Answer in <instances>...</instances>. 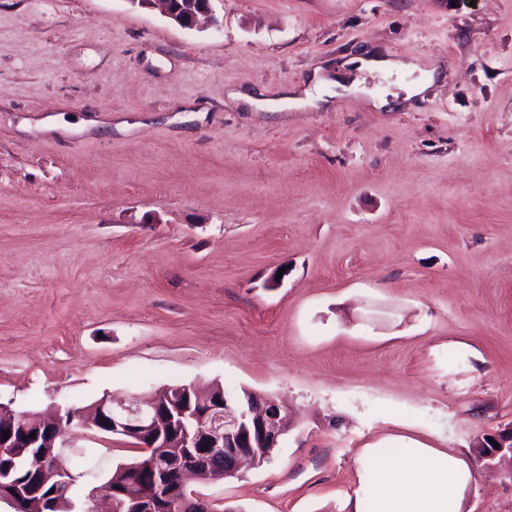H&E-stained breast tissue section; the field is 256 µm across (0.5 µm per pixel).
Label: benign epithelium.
I'll use <instances>...</instances> for the list:
<instances>
[{
    "label": "benign epithelium",
    "mask_w": 512,
    "mask_h": 512,
    "mask_svg": "<svg viewBox=\"0 0 512 512\" xmlns=\"http://www.w3.org/2000/svg\"><path fill=\"white\" fill-rule=\"evenodd\" d=\"M213 2L144 0L147 5L160 6L181 28L191 29L204 18L218 32ZM215 394L212 387L203 394L190 384L149 398L132 397L119 402L102 398L80 409L58 407L46 416L23 413L20 433L11 431L7 439L0 435V457L32 460L35 481L23 485L15 480L12 470L0 472V501L11 505L14 512H27V504L50 484L55 487V495L66 493L73 478L70 470L48 455L35 453V449L56 446L65 454L72 452L70 428L65 425L69 419L96 433L134 434L146 440L142 447L156 449L149 465L161 475L182 469L187 448L201 461L224 457L225 476L240 471L244 462L259 465L268 459L288 432L285 408L272 397L252 392L242 397L224 394L218 399ZM123 486L122 490L110 481L105 484L111 500L123 494L137 504V512H168L163 506L166 501L180 504L182 512L188 507L191 512H204L208 504L199 496L188 498L180 489H171L157 479L150 484L134 479Z\"/></svg>",
    "instance_id": "obj_1"
}]
</instances>
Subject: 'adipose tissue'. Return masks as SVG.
I'll use <instances>...</instances> for the list:
<instances>
[{
  "label": "adipose tissue",
  "instance_id": "obj_1",
  "mask_svg": "<svg viewBox=\"0 0 512 512\" xmlns=\"http://www.w3.org/2000/svg\"><path fill=\"white\" fill-rule=\"evenodd\" d=\"M350 65L357 75L341 85L335 79L313 74V90L306 93V103H315L318 89L340 86L349 93L357 91L361 72L406 75L421 69L423 63L414 58L363 55L352 58ZM363 456L370 461L364 491L374 505L373 512H448L449 508H460L471 476L462 456L419 444L410 445L393 459L376 458L371 448L364 449Z\"/></svg>",
  "mask_w": 512,
  "mask_h": 512
}]
</instances>
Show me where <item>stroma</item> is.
I'll list each match as a JSON object with an SVG mask.
<instances>
[{"instance_id": "obj_1", "label": "stroma", "mask_w": 512, "mask_h": 512, "mask_svg": "<svg viewBox=\"0 0 512 512\" xmlns=\"http://www.w3.org/2000/svg\"><path fill=\"white\" fill-rule=\"evenodd\" d=\"M185 30L131 0H0V402L25 412L221 383L278 397L271 458L198 491L350 512L363 448L461 454V512H512V0H219ZM377 51L435 61L320 108ZM76 500L138 457L75 430Z\"/></svg>"}]
</instances>
